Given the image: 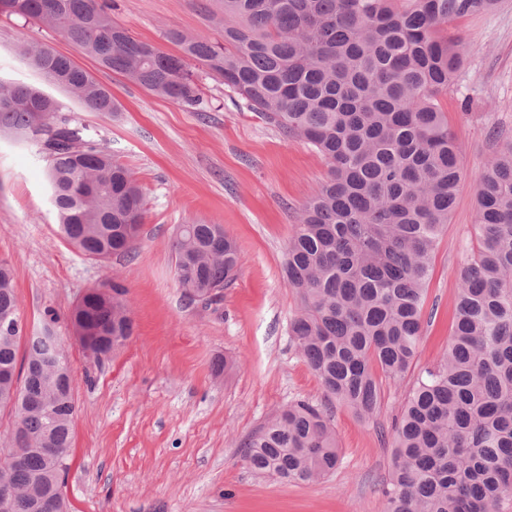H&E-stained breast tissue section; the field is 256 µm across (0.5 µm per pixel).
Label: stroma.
Segmentation results:
<instances>
[{
	"label": "stroma",
	"instance_id": "35a3bbf8",
	"mask_svg": "<svg viewBox=\"0 0 512 512\" xmlns=\"http://www.w3.org/2000/svg\"><path fill=\"white\" fill-rule=\"evenodd\" d=\"M220 11L219 0H118L114 17L137 40L174 54L171 30L223 41L213 19ZM452 31L470 48L441 99L463 177L432 258L409 383L445 352L459 270L476 246L474 179L512 141V0L457 19ZM27 39L73 51L49 28L0 17V80L38 86L68 106L133 170L147 200L131 253L89 259L57 232L36 147L0 137V262L13 269L24 334L51 326L69 357L75 464L62 492L74 512H384L392 450L345 405L333 406L343 460L332 476L286 483L240 460V442L277 409L323 397L289 340L296 297L284 281L291 227L326 175L321 156L235 105L223 81L197 62L191 69L204 92L203 112L79 57L121 105L112 114L84 111L23 59L19 47ZM198 221L223 225L243 257L217 302H188L175 277L176 228ZM114 281L128 290L135 331L97 362L80 348L68 314L89 289ZM219 359L227 362L220 373Z\"/></svg>",
	"mask_w": 512,
	"mask_h": 512
}]
</instances>
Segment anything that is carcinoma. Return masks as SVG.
<instances>
[{"mask_svg":"<svg viewBox=\"0 0 512 512\" xmlns=\"http://www.w3.org/2000/svg\"><path fill=\"white\" fill-rule=\"evenodd\" d=\"M224 43L171 30L181 54L135 40L112 19L116 0H15L9 15L56 31L81 54L191 112L205 111L189 62L224 80L246 108L326 163L286 247L296 295L289 337L324 401L297 399L241 444L252 472L313 483L341 462L332 405L375 422L382 372L400 382L422 339L432 255L462 177L440 98L467 47L450 22L499 0H222ZM27 63L89 112H117L112 91L69 55L37 41ZM0 131L46 161L58 230L86 256L132 250L145 197L131 169L41 89L0 82ZM477 247L459 274L448 351L378 429L392 448L385 512H502L512 502V143L475 179ZM189 301H214L242 264L220 224H183L173 243ZM128 289L86 293L71 323L101 359L132 335ZM26 342L24 374L16 373ZM0 408L14 416L17 459L0 462V512H65L67 467L40 451L73 446L71 372L63 341L23 336L9 267L0 263Z\"/></svg>","mask_w":512,"mask_h":512,"instance_id":"obj_1","label":"carcinoma"}]
</instances>
